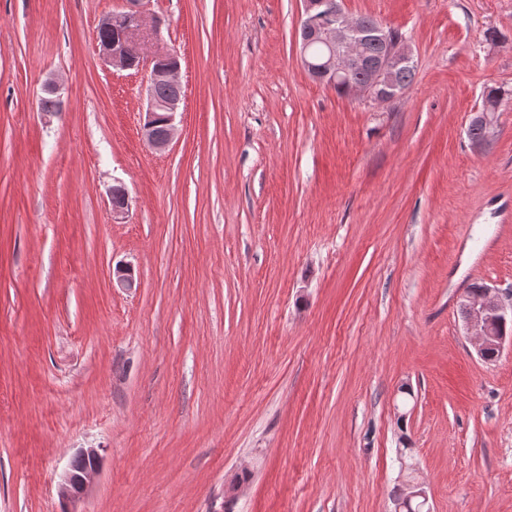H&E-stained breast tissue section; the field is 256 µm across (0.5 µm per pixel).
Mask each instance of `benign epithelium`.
I'll list each match as a JSON object with an SVG mask.
<instances>
[{
    "label": "benign epithelium",
    "mask_w": 512,
    "mask_h": 512,
    "mask_svg": "<svg viewBox=\"0 0 512 512\" xmlns=\"http://www.w3.org/2000/svg\"><path fill=\"white\" fill-rule=\"evenodd\" d=\"M343 0H306L305 18L300 30V54L302 62L319 82L334 84L355 71H364L367 78L363 82L347 83L349 97L382 105L402 96L406 89L392 82L395 70L414 63L409 46L403 39H390L385 26L370 28L359 18L348 14L342 7ZM144 0H126L121 16L124 19L126 39L122 44H114L100 49L101 56L109 65L131 68L128 47L132 43L144 41L152 36L160 37L158 25L147 28L143 14ZM373 39L384 46V52L367 65L364 63V44ZM320 42L325 47V54L314 59L310 47ZM180 65L155 73H149V87L161 80L174 86H181ZM180 101L175 99L165 104L156 101L154 92H148L147 119L142 126L145 141L156 151L165 150L174 135L175 116ZM166 110V135L162 139L153 136L150 118L154 109ZM471 123L482 128V137L475 146H484L494 135L495 117L489 112H477ZM464 310L463 322L466 335L473 341L477 354L487 360L490 349L502 353L507 336L501 332L512 321V292L503 293L497 288L483 287L478 292H467L460 304ZM76 457L87 462L82 471H76L74 464H69L63 476L60 494L66 499L74 500L84 491L88 480L97 472L99 454L95 448L79 451Z\"/></svg>",
    "instance_id": "obj_1"
}]
</instances>
